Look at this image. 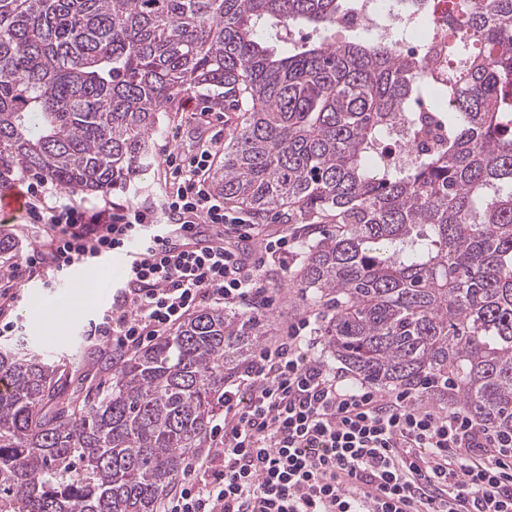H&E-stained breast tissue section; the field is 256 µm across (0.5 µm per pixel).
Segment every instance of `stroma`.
<instances>
[{"label":"stroma","mask_w":512,"mask_h":512,"mask_svg":"<svg viewBox=\"0 0 512 512\" xmlns=\"http://www.w3.org/2000/svg\"><path fill=\"white\" fill-rule=\"evenodd\" d=\"M236 123V113L215 105L210 91L201 90L182 97L173 109L161 115V130L152 140V156L147 171L126 187L113 190L110 195L112 203L150 204L164 187V178L170 171V157L191 155L199 143L213 136L218 137L221 143H228ZM297 267V262H289L288 266L279 269L277 277L264 281L272 299L268 314L279 335L287 331L289 325L313 312L311 306L297 297L291 286L290 273ZM121 282L120 271L102 274L96 295L88 305L74 320L50 332L37 323L31 314L32 309H48L56 306L57 302L69 300L78 282L53 277L43 265L33 268L32 272L11 284L10 291L15 300L4 318L13 322L14 332L0 336V345L56 362L62 376L60 385L65 390L72 389L75 379L82 376L95 383L111 380L112 373L104 365L107 339L103 336L89 339L87 332L100 314L111 306Z\"/></svg>","instance_id":"obj_1"}]
</instances>
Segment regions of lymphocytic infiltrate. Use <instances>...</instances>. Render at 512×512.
Wrapping results in <instances>:
<instances>
[{"mask_svg":"<svg viewBox=\"0 0 512 512\" xmlns=\"http://www.w3.org/2000/svg\"><path fill=\"white\" fill-rule=\"evenodd\" d=\"M216 141L178 162L150 207L61 200L30 184L26 214L39 233L31 264L63 271L87 258L138 252L112 305L95 324L112 351L136 354L180 326L201 302L270 308L261 270L287 259L297 239L251 223L212 193ZM204 226L219 244L166 247L167 221ZM257 240L258 253L243 242ZM318 319L308 316L256 350L224 384V408L207 451L192 454L164 512H512V438L460 412L428 405L448 384L416 392L352 380L313 355Z\"/></svg>","mask_w":512,"mask_h":512,"instance_id":"f902f5d3","label":"lymphocytic infiltrate"}]
</instances>
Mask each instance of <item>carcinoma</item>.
Here are the masks:
<instances>
[{
	"label": "carcinoma",
	"instance_id": "cac0c4a2",
	"mask_svg": "<svg viewBox=\"0 0 512 512\" xmlns=\"http://www.w3.org/2000/svg\"><path fill=\"white\" fill-rule=\"evenodd\" d=\"M350 0H0V191L25 175L108 195L161 113L199 88L240 113L224 202L302 225L293 287L330 356L376 386L448 378V409L512 434V0H396L442 58L364 35ZM323 37L281 56L284 26ZM424 100L440 145L387 161ZM268 315L202 309L126 360L96 400L0 348V512H159Z\"/></svg>",
	"mask_w": 512,
	"mask_h": 512
}]
</instances>
